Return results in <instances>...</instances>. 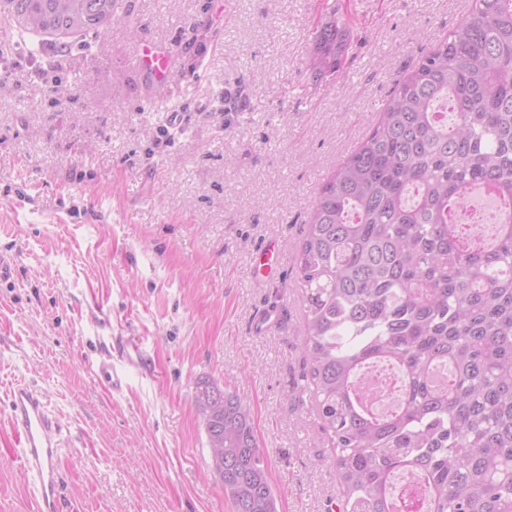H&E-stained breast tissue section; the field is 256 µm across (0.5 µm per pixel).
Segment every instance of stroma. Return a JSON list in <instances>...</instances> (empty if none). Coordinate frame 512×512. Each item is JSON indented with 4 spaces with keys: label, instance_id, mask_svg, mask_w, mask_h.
Returning <instances> with one entry per match:
<instances>
[{
    "label": "stroma",
    "instance_id": "35a3bbf8",
    "mask_svg": "<svg viewBox=\"0 0 512 512\" xmlns=\"http://www.w3.org/2000/svg\"><path fill=\"white\" fill-rule=\"evenodd\" d=\"M471 0H116L120 27L0 55V512H31L6 393L48 400L67 512H232L195 384L246 404L277 512H329L336 451L299 403L296 256L324 179ZM335 69L308 66L323 26ZM167 51L166 90L134 64ZM181 136L160 143L172 110ZM280 246L275 279L254 257ZM266 329H257L263 315ZM112 393L95 362L119 338Z\"/></svg>",
    "mask_w": 512,
    "mask_h": 512
}]
</instances>
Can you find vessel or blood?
I'll return each mask as SVG.
<instances>
[{
	"label": "vessel or blood",
	"instance_id": "obj_1",
	"mask_svg": "<svg viewBox=\"0 0 512 512\" xmlns=\"http://www.w3.org/2000/svg\"><path fill=\"white\" fill-rule=\"evenodd\" d=\"M135 64L149 69L156 83L161 85L165 82L170 58L157 51L149 57H138ZM94 375L108 391L122 387V377L113 367L111 357L96 363ZM8 402L19 439L16 458L33 484L32 512H61V428L42 394L27 384L16 385L8 395Z\"/></svg>",
	"mask_w": 512,
	"mask_h": 512
}]
</instances>
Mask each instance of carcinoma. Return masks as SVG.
Returning <instances> with one entry per match:
<instances>
[{
    "label": "carcinoma",
    "mask_w": 512,
    "mask_h": 512,
    "mask_svg": "<svg viewBox=\"0 0 512 512\" xmlns=\"http://www.w3.org/2000/svg\"><path fill=\"white\" fill-rule=\"evenodd\" d=\"M2 11L62 36L117 21L114 0ZM334 65L326 28L309 66ZM476 188L498 203L488 238L461 222ZM297 269L301 392L336 449L340 512H512V0H473L398 84L323 184ZM376 365L401 382L384 413L368 406L384 386L368 381ZM194 401L235 512H277L247 406L209 379ZM403 474L417 484L396 487Z\"/></svg>",
    "instance_id": "obj_1"
}]
</instances>
